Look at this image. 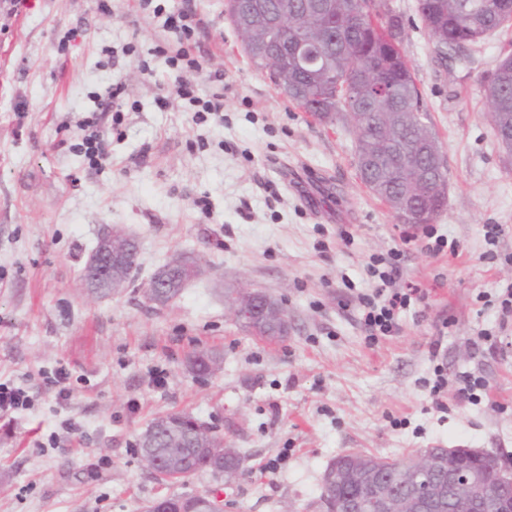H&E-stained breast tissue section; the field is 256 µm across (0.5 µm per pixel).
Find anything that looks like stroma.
<instances>
[{
	"mask_svg": "<svg viewBox=\"0 0 512 512\" xmlns=\"http://www.w3.org/2000/svg\"><path fill=\"white\" fill-rule=\"evenodd\" d=\"M111 5L105 14L98 0H0V382L32 397L0 415V512H144L215 488L224 512H323L324 470L345 452L478 448L512 467V323L505 352L471 345L499 322L477 294L512 282V160L493 139L481 84L512 28L471 48L469 63L444 66L416 0H389L448 170L433 226L460 248L409 254L402 279L428 288L429 305L370 346L351 292L369 288L364 265L394 246L398 223L359 179L349 126L288 103L244 55L224 0H192L203 70L191 77L203 88L223 72V122L195 123L174 96L159 106V31L138 0ZM116 80L126 105L100 114L107 159L92 166L75 148L80 124ZM487 224L502 227L491 263ZM112 230L138 241L137 267L128 288L101 296L81 274ZM180 256L197 257L202 275L168 305L144 304L155 272ZM240 285L282 303L283 341L230 317L225 294ZM443 318L453 321L442 342L449 376L479 372L489 387L479 404L452 397L442 413L424 380ZM203 352L215 358L205 377L189 364ZM60 370L65 402L52 384ZM181 411L240 450L237 478L199 472L162 486L149 476L139 438Z\"/></svg>",
	"mask_w": 512,
	"mask_h": 512,
	"instance_id": "35a3bbf8",
	"label": "stroma"
}]
</instances>
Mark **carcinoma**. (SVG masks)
I'll list each match as a JSON object with an SVG mask.
<instances>
[{
	"instance_id": "carcinoma-1",
	"label": "carcinoma",
	"mask_w": 512,
	"mask_h": 512,
	"mask_svg": "<svg viewBox=\"0 0 512 512\" xmlns=\"http://www.w3.org/2000/svg\"><path fill=\"white\" fill-rule=\"evenodd\" d=\"M328 0H262L275 12L288 4V13L310 40L319 43L325 65L321 70H299L293 64L292 46L284 40H271L265 34L240 24L254 0H227L228 18L249 44L245 54L256 65L270 71L275 84L284 80L283 92L295 108L325 125L354 120V154L363 184L384 205L409 195L412 224H430L446 208L448 193L434 191L420 183L417 170L406 162L418 154L428 166L442 145L429 121L407 53L402 44V21L393 14L387 0H335V9L317 12L313 2ZM420 20L432 38L436 58L441 62L464 59L475 44L512 27V0H417ZM494 140L506 154H512V52H503L495 67L482 78ZM154 278L166 281L160 304L178 297L185 281L177 272L162 268ZM189 412L156 417L146 429L155 435L154 448L162 451L164 442L179 436L186 442L184 458L169 468V482L209 471L219 475L239 466L241 456L217 458L198 441ZM442 468L429 475L413 476L394 459L380 472V478L404 495L414 488L441 480L448 466L459 461L448 452L440 455ZM329 466L339 467L344 482L336 487V501H360L363 512H380L373 501V490L352 476L358 464L350 455L339 454ZM468 476L476 494L486 497L496 485L494 464L471 462Z\"/></svg>"
}]
</instances>
